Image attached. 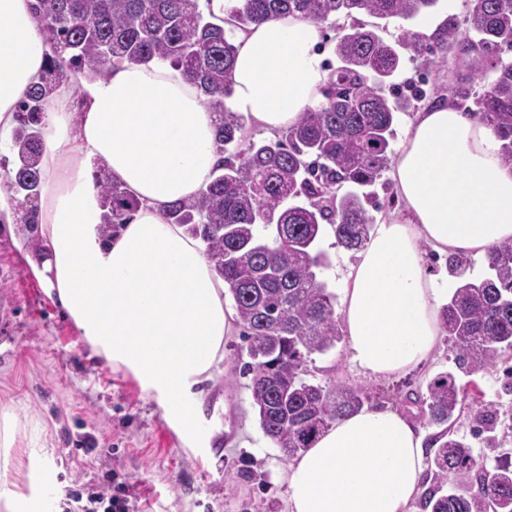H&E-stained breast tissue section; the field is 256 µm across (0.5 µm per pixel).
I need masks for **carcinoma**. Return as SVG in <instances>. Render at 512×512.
Listing matches in <instances>:
<instances>
[{
  "label": "carcinoma",
  "instance_id": "obj_1",
  "mask_svg": "<svg viewBox=\"0 0 512 512\" xmlns=\"http://www.w3.org/2000/svg\"><path fill=\"white\" fill-rule=\"evenodd\" d=\"M439 0H234V27L286 16L322 25L368 15L411 21ZM467 31L494 52L512 46V0H466ZM48 46L44 75L18 108L14 131L17 160L6 191L39 197L42 152L38 131L46 105L69 74L83 69L103 76L123 63L166 61L179 67L217 116L220 160L211 180L191 199L168 205L167 218L203 244V253L224 280L242 328L248 361L242 373L263 434L287 456L314 444L336 420L364 408L357 387L323 386L306 378L313 354L341 341L336 296L317 279L327 265L317 249L326 228L336 245L359 251L370 240L381 203L369 191L380 181L391 155L398 113L426 91L406 96L394 86L404 66L402 51L434 67L459 36L448 18L432 36L404 28L394 43L360 24L341 26L335 37L338 65L322 90L325 102L274 142L244 139L245 117L226 106L232 95L237 47L224 26L208 20L198 0H35ZM493 78L482 92L472 81L448 87V100L476 111L501 142L500 156L512 165V61L496 56ZM104 238L129 223L138 201L110 178L96 179ZM486 274L469 278L468 257L448 256V274L458 285L441 307V325L456 350V364L473 374L496 365L512 350V240L491 246ZM467 393L451 372L437 374L426 392L415 393L429 422L444 427L430 443L435 484L422 493L428 512H512V469L502 463L478 467L473 448L452 431ZM477 428L512 429L493 403L472 397Z\"/></svg>",
  "mask_w": 512,
  "mask_h": 512
}]
</instances>
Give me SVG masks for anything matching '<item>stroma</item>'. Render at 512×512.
Returning a JSON list of instances; mask_svg holds the SVG:
<instances>
[{
  "instance_id": "35a3bbf8",
  "label": "stroma",
  "mask_w": 512,
  "mask_h": 512,
  "mask_svg": "<svg viewBox=\"0 0 512 512\" xmlns=\"http://www.w3.org/2000/svg\"><path fill=\"white\" fill-rule=\"evenodd\" d=\"M399 78L427 92L412 111L399 114L395 129L401 136L418 112L434 106L437 89L462 78L480 88L491 75L480 56L459 55L452 46L443 64L428 68L410 60ZM7 203L9 214H0V414L16 421L8 481L48 500L47 512H73V493L86 496L111 483L126 486L129 512H288L280 475L289 460L259 427L236 356L241 336L228 338L218 370L197 386L198 432L186 440L132 374L93 353L48 281L30 265L43 251L24 222L27 203L20 197ZM318 247L330 260L320 280L342 294L357 252L337 247L330 233ZM511 367L512 350L487 371L466 373L444 336L429 360L404 374L364 375L344 342L308 364L314 382L360 388L366 407L387 406L412 418L418 411L404 404V396L425 390L447 371L458 384L481 390L501 414L512 413V394L502 389ZM453 430L467 437L486 466L512 459V432H475L470 410H463Z\"/></svg>"
}]
</instances>
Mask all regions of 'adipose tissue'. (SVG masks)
I'll return each mask as SVG.
<instances>
[{
	"label": "adipose tissue",
	"mask_w": 512,
	"mask_h": 512,
	"mask_svg": "<svg viewBox=\"0 0 512 512\" xmlns=\"http://www.w3.org/2000/svg\"><path fill=\"white\" fill-rule=\"evenodd\" d=\"M320 27L289 16L237 39L227 102L275 133L318 105L327 81ZM46 67L32 0H0V139ZM81 107L61 85L42 129L38 233L42 275L94 352L130 370L164 417L195 435V388L224 357L237 319L224 281L166 208L192 197L219 156L215 116L181 69L123 64L87 75ZM479 117L445 105L418 113L400 143L393 179L407 221L379 224L344 283L342 321L355 366L387 377L426 361L442 334V291L421 244L485 255L512 239V168ZM103 166L139 202L111 242L98 225V189L85 167ZM430 455L416 423L365 408L337 420L282 474L290 512H410Z\"/></svg>",
	"instance_id": "ef3b65f1"
}]
</instances>
